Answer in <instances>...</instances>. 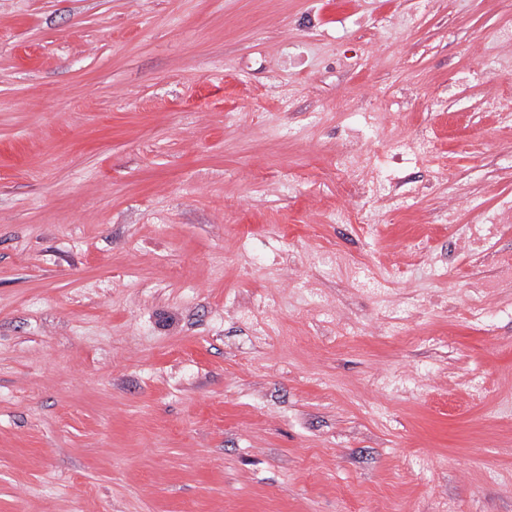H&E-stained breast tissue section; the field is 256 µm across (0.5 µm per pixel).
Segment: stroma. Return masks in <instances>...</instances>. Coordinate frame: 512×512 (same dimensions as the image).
<instances>
[{
  "instance_id": "obj_1",
  "label": "stroma",
  "mask_w": 512,
  "mask_h": 512,
  "mask_svg": "<svg viewBox=\"0 0 512 512\" xmlns=\"http://www.w3.org/2000/svg\"><path fill=\"white\" fill-rule=\"evenodd\" d=\"M508 27L0 0V512H512Z\"/></svg>"
}]
</instances>
